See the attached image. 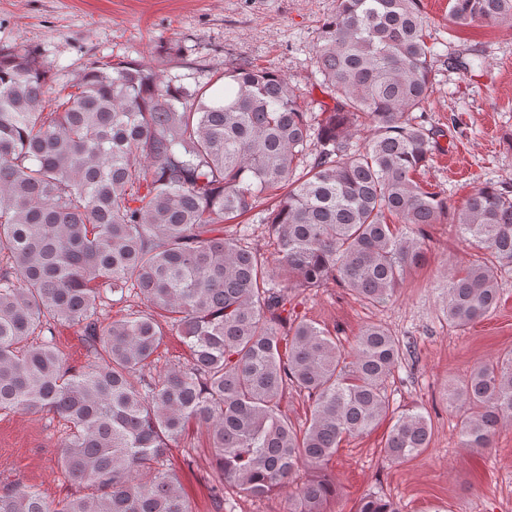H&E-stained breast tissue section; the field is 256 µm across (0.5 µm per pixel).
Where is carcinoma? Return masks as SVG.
Wrapping results in <instances>:
<instances>
[{"label": "carcinoma", "mask_w": 512, "mask_h": 512, "mask_svg": "<svg viewBox=\"0 0 512 512\" xmlns=\"http://www.w3.org/2000/svg\"><path fill=\"white\" fill-rule=\"evenodd\" d=\"M450 17L511 26L512 0H450ZM427 27L419 0H338L313 48L333 101L318 112L253 65L224 70L221 93L125 63H93L69 85L27 46L0 48V411L62 419L58 464L89 488L55 501L13 481L0 512H192L167 466L192 427L207 435L219 500L289 487L388 417L389 461L428 447L425 408L390 411L399 339L369 324L346 348L288 307V290L328 280L386 303L426 261L425 226L445 215L460 242L485 251L448 272V325L498 304L512 190L485 185L452 207L416 179L440 149L422 115ZM262 200L272 262L224 235ZM135 296L151 311L112 317ZM62 327L81 334L80 370L57 345ZM173 331L189 359L159 369ZM290 391L311 402L303 429L281 413ZM448 406L461 447H491L512 420V350L448 384ZM333 492L308 479L289 512H325ZM358 512L396 510L369 495Z\"/></svg>", "instance_id": "carcinoma-1"}]
</instances>
